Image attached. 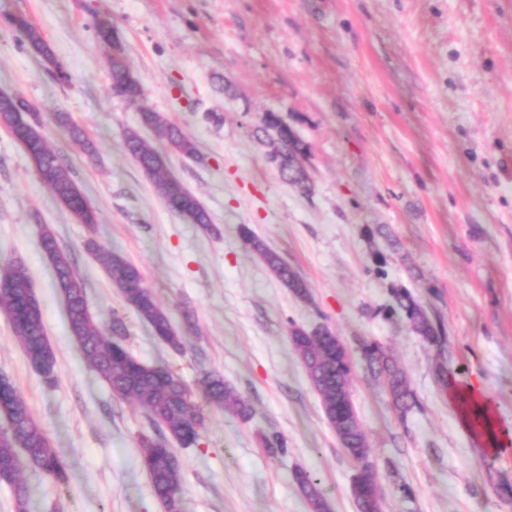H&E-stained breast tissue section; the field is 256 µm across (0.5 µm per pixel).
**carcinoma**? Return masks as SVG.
<instances>
[{
	"mask_svg": "<svg viewBox=\"0 0 512 512\" xmlns=\"http://www.w3.org/2000/svg\"><path fill=\"white\" fill-rule=\"evenodd\" d=\"M13 24L30 50L53 66L61 78H66L41 33L22 17L13 19ZM110 64L113 93L132 103L137 102L143 94L141 81L122 47H117L112 54ZM57 120L85 152H94L93 143L80 128L71 125L62 114L57 116ZM140 123L172 152L186 158H197L195 143L164 113L144 109ZM0 126L8 129L29 155L40 181L52 195L78 223L94 229L96 214L72 179L70 169L46 143L39 113L23 98L1 92ZM257 131L273 133L271 144L274 150L270 153V160L281 178L289 184L310 190L304 167L308 146L298 134L274 112L261 115ZM124 149L151 176L158 194L171 209L190 222L210 229L209 213L175 178L162 174L163 157L140 130L130 129L125 133ZM240 235L244 244L262 259L286 288L301 299L308 297L305 283L248 226L240 227ZM40 243L55 269L57 286L67 307L71 333L80 344L85 358L110 386L112 394L118 399H135L150 423L153 433L140 435L138 446L140 462L150 479L154 495L163 504L165 512H181V463L171 442L175 441L185 448L196 444L202 426L186 387L167 366L149 365L135 358L124 343L122 327L118 323H112L109 334L97 325L86 303L85 284L76 274L71 256L59 247L50 227L42 228ZM87 248L102 262L113 287L125 303L151 326L154 335L170 348L180 349L181 336L173 327L167 311L145 284L140 270L123 255L102 248L93 238L88 241ZM1 279L5 287L0 289V312L9 318L14 336L22 344L43 382L51 386L56 381V356L46 337L41 305L26 269L22 264L12 262L0 274ZM394 299L396 310L405 316L416 334L429 343L440 342L441 327L428 317L407 289H396ZM289 335L293 349L320 396L328 423L342 447L359 464V472L351 486L359 512H382V492L369 460V444L351 399L352 362L349 350L328 329L310 332L303 327L293 326ZM364 353L374 375L385 380L394 408L400 416H406L416 406V399L403 372L386 350L376 343L365 345ZM203 384L214 406L243 418L251 415L249 404L234 388L224 384V378L209 374L204 377ZM457 400L471 432L483 434L491 429L489 413L483 406L462 392L457 394ZM0 413L8 422V428L0 431V482L13 487L17 512H26L27 488L19 479L23 466L29 464L59 484L68 483L67 468L7 376L0 377ZM294 480L313 512H328L327 500L313 473L298 469L294 472Z\"/></svg>",
	"mask_w": 512,
	"mask_h": 512,
	"instance_id": "1",
	"label": "carcinoma"
}]
</instances>
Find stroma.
Instances as JSON below:
<instances>
[{
	"mask_svg": "<svg viewBox=\"0 0 512 512\" xmlns=\"http://www.w3.org/2000/svg\"><path fill=\"white\" fill-rule=\"evenodd\" d=\"M43 35L67 74L23 44L13 18ZM109 21L138 72L137 103L112 92ZM0 91L41 116L47 144L98 216L77 223L0 127V270L21 261L56 354L45 385L0 313V374L10 378L67 465V484L25 466L28 512H164L140 464L150 427L113 397L70 333L40 246L50 226L86 287L99 326L120 318L126 345L183 379L203 414L176 447L184 512H310L293 473H314L329 512H358L359 467L328 424L290 339L332 330L352 355L351 398L371 448L382 512H512V446L468 431L436 381L480 388L495 429L512 430V0H0ZM194 141L166 169L215 227L171 210L123 149L141 109ZM277 113L307 144L310 191L280 177L255 130ZM81 127L83 153L56 121ZM247 225L306 284L300 299L239 236ZM136 265L184 338L176 352L129 308L89 238ZM408 289L440 321L436 347L388 310ZM379 343L417 405L399 416L363 344ZM253 408L221 411L205 374ZM281 435L286 453L263 437ZM409 494H402L401 486Z\"/></svg>",
	"mask_w": 512,
	"mask_h": 512,
	"instance_id": "35a3bbf8",
	"label": "stroma"
}]
</instances>
